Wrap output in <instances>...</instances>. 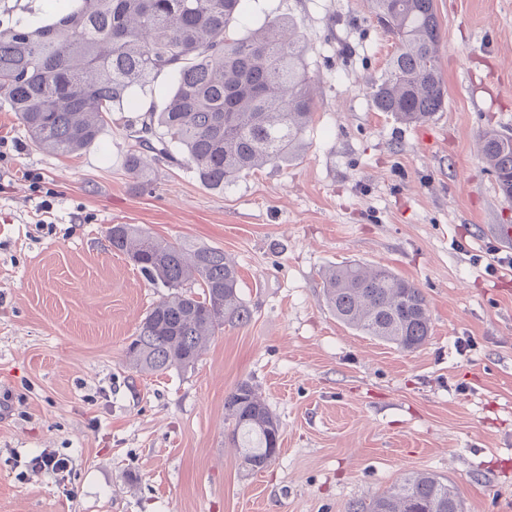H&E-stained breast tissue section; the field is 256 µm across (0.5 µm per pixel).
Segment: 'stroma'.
Returning a JSON list of instances; mask_svg holds the SVG:
<instances>
[{
    "label": "stroma",
    "mask_w": 512,
    "mask_h": 512,
    "mask_svg": "<svg viewBox=\"0 0 512 512\" xmlns=\"http://www.w3.org/2000/svg\"><path fill=\"white\" fill-rule=\"evenodd\" d=\"M250 9L304 36L314 116L299 158L224 190L176 150L147 152L139 186L124 159L144 110L55 156L0 98V512H347L412 472L451 481L463 512H512V198L476 149L512 136V0H435L446 106L422 124L372 101L397 44L369 0ZM115 224L224 250L251 322L191 367L131 369L165 291L112 252ZM349 261L421 288V348L336 319L321 273ZM245 380L280 421L275 461L249 475L224 415ZM45 451L69 471L34 470Z\"/></svg>",
    "instance_id": "1"
}]
</instances>
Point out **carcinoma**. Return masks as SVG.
I'll list each match as a JSON object with an SVG mask.
<instances>
[{
	"label": "carcinoma",
	"instance_id": "1",
	"mask_svg": "<svg viewBox=\"0 0 512 512\" xmlns=\"http://www.w3.org/2000/svg\"><path fill=\"white\" fill-rule=\"evenodd\" d=\"M48 16L0 27V94L40 150L70 155L92 145L114 108H136L158 75L174 79L164 106L152 105L135 130L139 145L157 140L185 153L212 189L305 148L313 96L306 41L292 21L267 19L230 37L247 17V0H53ZM373 14L398 41L372 98L407 123L443 109L434 0H371ZM478 152L494 174H512V137L487 131ZM127 172L149 182L143 154L126 156ZM112 251L127 256L168 294L140 322L126 346L128 364L163 373L193 365L203 342L224 325H245L252 310L238 288L236 263L224 251L157 237L135 224L106 231ZM202 293L192 291V286ZM325 300L349 327L415 350L431 321L425 296L386 267L347 262L323 275ZM231 440L242 465L256 472L274 459L280 424L254 386L242 381L224 399ZM349 512H463L454 484L429 472L400 478Z\"/></svg>",
	"mask_w": 512,
	"mask_h": 512
}]
</instances>
